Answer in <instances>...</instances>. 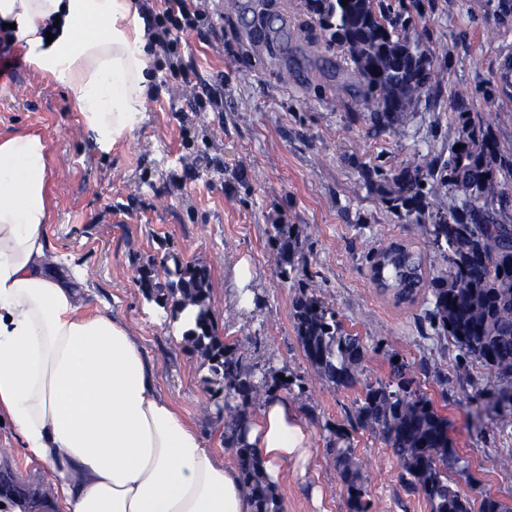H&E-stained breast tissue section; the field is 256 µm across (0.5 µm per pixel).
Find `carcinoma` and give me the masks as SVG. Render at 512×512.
<instances>
[{
    "mask_svg": "<svg viewBox=\"0 0 512 512\" xmlns=\"http://www.w3.org/2000/svg\"><path fill=\"white\" fill-rule=\"evenodd\" d=\"M306 6L328 45L352 63L358 95L370 109L371 120L402 131L408 111L434 79L432 62L423 59L426 50L406 35L410 5L406 0H397L395 6L388 0H306ZM451 109L461 129L455 141L460 150L449 147L448 157L438 156L424 169L409 163L384 178L386 186L370 177L366 180L389 209L415 215L418 224L426 206L421 183L447 188L439 209L443 223L434 225L433 234L448 245V272L431 275L413 249L380 268L378 260L392 249L388 244L374 255L371 273L403 288L430 291V324L452 337L468 356L508 377L512 376V224L505 214L512 209V156L500 151L479 113L467 111L460 101ZM167 262L160 261L166 287L156 288L148 280L141 287L148 297L160 293L171 299L170 318L183 319V336L208 356L214 374L224 383V410L232 422H242L271 388L266 378L259 379L245 368L242 357L217 333L207 304L208 269L178 261L171 268ZM292 308L299 342L321 379L338 388L353 385L356 368L367 353L360 337L344 330L336 312L306 288L294 297ZM406 374V365H397L388 384L367 388L358 417L377 429L431 512H472L470 499L448 484L452 453L448 419L425 396L408 390ZM227 441L258 512H280L276 490L261 475L251 449L231 437ZM336 463L353 512H367L366 477L351 449H336Z\"/></svg>",
    "mask_w": 512,
    "mask_h": 512,
    "instance_id": "obj_1",
    "label": "carcinoma"
}]
</instances>
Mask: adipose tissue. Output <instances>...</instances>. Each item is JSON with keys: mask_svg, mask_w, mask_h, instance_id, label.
<instances>
[{"mask_svg": "<svg viewBox=\"0 0 512 512\" xmlns=\"http://www.w3.org/2000/svg\"><path fill=\"white\" fill-rule=\"evenodd\" d=\"M3 23L34 69L71 90L101 150L133 136L155 47L134 0H0ZM52 205L43 139L1 135L0 421L55 475V512H256L238 467L160 392L129 323L49 252ZM239 438L274 484L312 460V430L280 395Z\"/></svg>", "mask_w": 512, "mask_h": 512, "instance_id": "adipose-tissue-1", "label": "adipose tissue"}]
</instances>
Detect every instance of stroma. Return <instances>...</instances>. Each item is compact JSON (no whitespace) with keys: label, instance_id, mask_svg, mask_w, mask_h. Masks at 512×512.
Masks as SVG:
<instances>
[{"label":"stroma","instance_id":"1","mask_svg":"<svg viewBox=\"0 0 512 512\" xmlns=\"http://www.w3.org/2000/svg\"><path fill=\"white\" fill-rule=\"evenodd\" d=\"M497 0H413L407 35L426 48L440 79L421 94L395 137L373 126L369 112L342 84L321 75L339 61L322 43L305 0H252L254 12L288 24L289 48L315 43L314 58L286 69L280 53L256 46L234 0H217L213 26L184 32L179 65L214 100L196 106L190 88L167 69L160 51L149 66L153 91L132 139L100 152L83 135L68 90L38 73L15 45V68L0 76V133H38L49 151L54 202L50 252L84 268L91 301L103 300L129 322L151 357L157 383L194 421L210 448L223 450L230 422L223 395L208 384L209 366L170 315L147 300L145 274L164 281L161 258L205 266L209 308L225 342L269 384L284 391L312 429L313 461L305 477L279 487L287 512H350L336 465V445L351 447L367 479L369 512H430L378 432L361 426L357 409L367 387L389 382L395 362L408 365L411 387L447 417L453 452L448 481L472 502L488 494L512 507V378L498 379L437 335L427 296L396 304L372 284L373 255L394 240L411 243L435 271L448 268L429 226L388 209L365 183L367 171L426 166L447 154L458 126L449 108L464 93L502 152L512 153V17ZM277 224L297 235L289 251ZM247 259L252 276L234 267ZM313 289L359 336L367 354L348 388L321 380L294 329L292 299ZM0 427V491L31 502L52 492L53 475Z\"/></svg>","mask_w":512,"mask_h":512}]
</instances>
